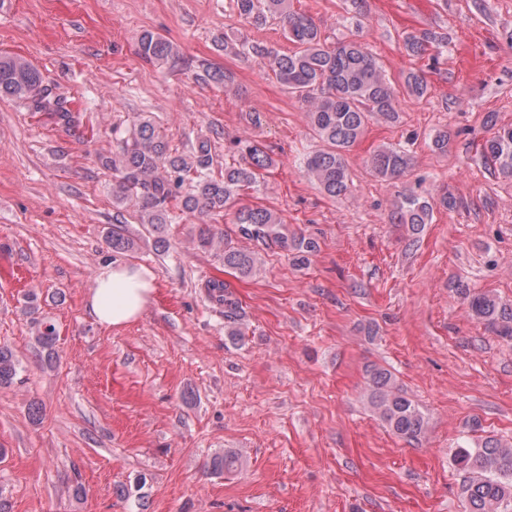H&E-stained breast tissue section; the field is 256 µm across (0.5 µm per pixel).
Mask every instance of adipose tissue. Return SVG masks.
<instances>
[{"label": "adipose tissue", "instance_id": "1", "mask_svg": "<svg viewBox=\"0 0 512 512\" xmlns=\"http://www.w3.org/2000/svg\"><path fill=\"white\" fill-rule=\"evenodd\" d=\"M156 291L153 272L142 265L115 263L99 269L87 311L99 325L121 328L138 319Z\"/></svg>", "mask_w": 512, "mask_h": 512}]
</instances>
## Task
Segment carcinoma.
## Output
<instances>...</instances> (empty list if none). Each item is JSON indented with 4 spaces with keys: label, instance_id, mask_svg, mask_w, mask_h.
I'll list each match as a JSON object with an SVG mask.
<instances>
[{
    "label": "carcinoma",
    "instance_id": "carcinoma-1",
    "mask_svg": "<svg viewBox=\"0 0 512 512\" xmlns=\"http://www.w3.org/2000/svg\"><path fill=\"white\" fill-rule=\"evenodd\" d=\"M292 0H234L240 21L252 27L278 25L291 48L281 51L261 42L224 38V53H248L268 64L280 85L301 103L308 125L323 148L305 160L306 174L329 197L346 195L352 178L346 153L363 135L373 119L393 123L398 119L401 96L424 100L432 87L424 74L411 69L399 82L391 81L382 66L358 34L363 20L355 21V30L334 43L328 41L313 19L292 9ZM406 52L423 54L432 46L442 53L448 49V37L436 31L408 34L403 39ZM138 54L147 61L177 63V48L165 37L143 32L138 38ZM23 103L29 111L45 115L65 125L73 121L59 99L44 88L41 72L18 55L0 54V99ZM241 162L224 165V174L215 176L211 141L199 137L189 154H176L158 130L153 116L140 115L133 129L121 141L120 151L101 156V165L112 171V204L117 208H136L140 223L159 231L172 223L173 210L191 215L216 214L235 203L240 191L258 183L260 171L273 165V159L256 141L237 144ZM482 156L505 178H512V126L502 127L482 146ZM410 166V155L401 147L384 146L370 158L373 173L384 181L402 177ZM433 204L424 196L403 195L397 206V220L409 230L420 233L431 222ZM243 237L250 240L276 238L294 251L299 260L315 250V243L302 237L291 239L280 234L279 217L264 207H241L235 215ZM193 241L204 250L215 245L209 224H197ZM112 251L123 253L136 246V240L123 222L112 225L108 236ZM220 257L224 266L242 276L256 269L252 251L225 245ZM456 291L467 296L469 310L501 338L512 341V307L488 294H470L459 282ZM210 302L224 307V318L236 323V304L224 282L205 283ZM57 331L54 324L39 323L37 342L54 356ZM19 362L12 350L0 345V387L8 386L18 372ZM369 403L397 436L417 440L426 429V418L419 406L395 386L392 373L383 367L368 370ZM456 465L466 474L460 487L465 512H512V447L486 437L475 445L461 446L454 454Z\"/></svg>",
    "mask_w": 512,
    "mask_h": 512
}]
</instances>
